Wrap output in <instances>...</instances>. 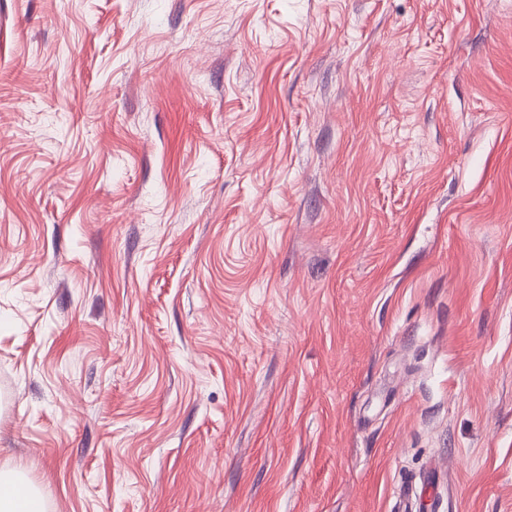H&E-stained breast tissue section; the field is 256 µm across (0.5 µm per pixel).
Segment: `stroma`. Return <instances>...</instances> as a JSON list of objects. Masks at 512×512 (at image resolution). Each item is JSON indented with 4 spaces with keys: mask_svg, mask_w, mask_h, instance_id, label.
Masks as SVG:
<instances>
[{
    "mask_svg": "<svg viewBox=\"0 0 512 512\" xmlns=\"http://www.w3.org/2000/svg\"><path fill=\"white\" fill-rule=\"evenodd\" d=\"M1 464L512 512V0H0Z\"/></svg>",
    "mask_w": 512,
    "mask_h": 512,
    "instance_id": "35a3bbf8",
    "label": "stroma"
}]
</instances>
